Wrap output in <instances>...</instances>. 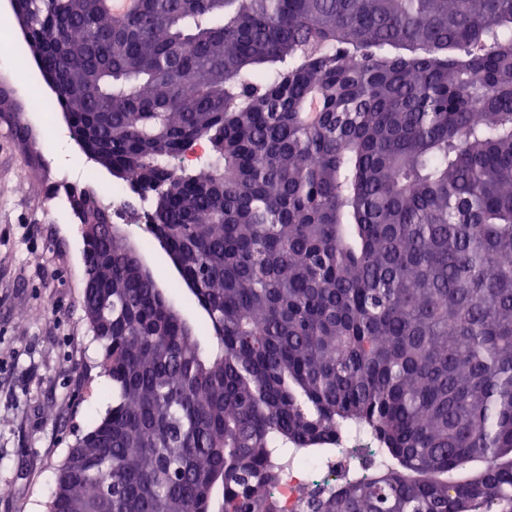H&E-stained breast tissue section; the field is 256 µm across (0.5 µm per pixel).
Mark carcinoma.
Segmentation results:
<instances>
[{"instance_id":"cac0c4a2","label":"carcinoma","mask_w":512,"mask_h":512,"mask_svg":"<svg viewBox=\"0 0 512 512\" xmlns=\"http://www.w3.org/2000/svg\"><path fill=\"white\" fill-rule=\"evenodd\" d=\"M18 8L212 335L75 191L112 405L49 512H282L279 454L347 429L383 463L316 512H512V0Z\"/></svg>"}]
</instances>
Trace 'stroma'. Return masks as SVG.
I'll list each match as a JSON object with an SVG mask.
<instances>
[{
  "instance_id": "35a3bbf8",
  "label": "stroma",
  "mask_w": 512,
  "mask_h": 512,
  "mask_svg": "<svg viewBox=\"0 0 512 512\" xmlns=\"http://www.w3.org/2000/svg\"><path fill=\"white\" fill-rule=\"evenodd\" d=\"M35 67L21 35L0 42V79L24 103ZM35 150L0 124V512H48L57 469L112 402L83 309L84 227L46 198L66 163L48 154L42 112L28 109ZM161 287L192 321L202 312L146 225L118 220Z\"/></svg>"
}]
</instances>
